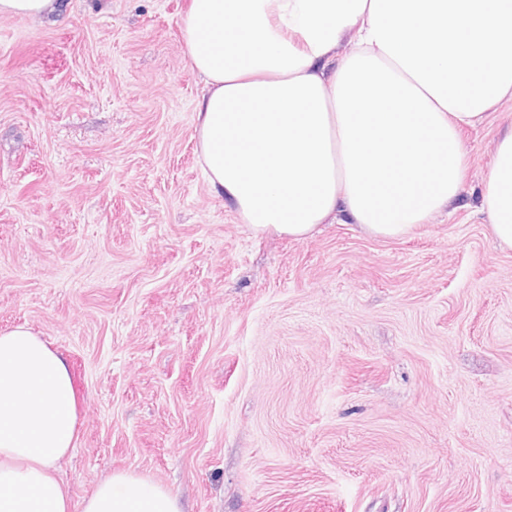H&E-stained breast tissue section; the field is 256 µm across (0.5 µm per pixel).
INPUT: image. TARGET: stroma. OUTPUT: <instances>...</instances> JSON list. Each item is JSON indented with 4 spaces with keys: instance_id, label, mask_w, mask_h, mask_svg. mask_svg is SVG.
I'll use <instances>...</instances> for the list:
<instances>
[{
    "instance_id": "35a3bbf8",
    "label": "stroma",
    "mask_w": 512,
    "mask_h": 512,
    "mask_svg": "<svg viewBox=\"0 0 512 512\" xmlns=\"http://www.w3.org/2000/svg\"><path fill=\"white\" fill-rule=\"evenodd\" d=\"M0 18V333L82 367L74 505L116 471L186 512H512V251L479 209L402 239L254 235L197 162L190 0Z\"/></svg>"
}]
</instances>
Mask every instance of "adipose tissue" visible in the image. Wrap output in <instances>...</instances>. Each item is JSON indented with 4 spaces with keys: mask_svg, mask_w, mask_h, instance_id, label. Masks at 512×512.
<instances>
[{
    "mask_svg": "<svg viewBox=\"0 0 512 512\" xmlns=\"http://www.w3.org/2000/svg\"><path fill=\"white\" fill-rule=\"evenodd\" d=\"M179 29L204 83L199 164L257 234L303 239L334 223L410 234L460 195L462 130L512 99V0H190ZM481 198L512 250V130ZM76 425L63 355L27 327L0 334V512H71L58 463ZM82 512L183 508L117 471Z\"/></svg>",
    "mask_w": 512,
    "mask_h": 512,
    "instance_id": "adipose-tissue-1",
    "label": "adipose tissue"
}]
</instances>
